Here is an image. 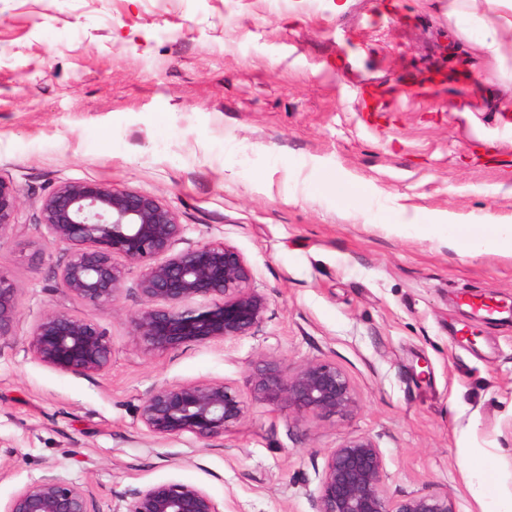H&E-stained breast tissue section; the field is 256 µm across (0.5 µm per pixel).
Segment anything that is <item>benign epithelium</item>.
I'll list each match as a JSON object with an SVG mask.
<instances>
[{"instance_id": "1", "label": "benign epithelium", "mask_w": 512, "mask_h": 512, "mask_svg": "<svg viewBox=\"0 0 512 512\" xmlns=\"http://www.w3.org/2000/svg\"><path fill=\"white\" fill-rule=\"evenodd\" d=\"M18 189L0 177V246L19 224ZM36 223L67 257L57 270L60 287L92 310L115 308L131 270L142 305L127 315L144 350L164 353L193 344L253 336L265 320L268 297L252 287L243 254L225 242L188 245L184 225L163 200L91 181H62L41 200ZM16 288L0 274V339L12 335ZM26 352L64 374L91 377L108 368L112 343L92 317L67 309L41 314ZM250 397L222 380L156 385L141 399L144 430L163 441L191 435L208 442L245 419L250 404L292 410L296 416L345 418L357 398L335 364L292 365L260 359L250 366ZM386 461L369 436H349L325 458L315 512H453L448 495L393 497L384 482ZM122 512H223L203 488L168 480L115 494ZM4 512H99L93 493L54 468L17 490Z\"/></svg>"}]
</instances>
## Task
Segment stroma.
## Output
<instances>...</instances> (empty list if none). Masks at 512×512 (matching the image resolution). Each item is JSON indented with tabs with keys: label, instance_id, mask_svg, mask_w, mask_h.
<instances>
[{
	"label": "stroma",
	"instance_id": "obj_1",
	"mask_svg": "<svg viewBox=\"0 0 512 512\" xmlns=\"http://www.w3.org/2000/svg\"><path fill=\"white\" fill-rule=\"evenodd\" d=\"M448 0H0V177L22 218L0 246L17 290L0 340V510L47 467L114 512L128 488L179 480L224 512H315L324 453L372 437L393 496L447 494L454 512H512V255L469 256L418 213L512 225V60L469 55ZM466 56L471 82L406 95L407 79ZM353 180L344 204L313 176ZM66 180L159 197L190 244L226 242L269 299L255 335L143 352L128 313L94 317L99 375L27 356L33 321L81 313L55 276L65 250L36 222ZM488 312L472 313V304ZM328 361L350 378L347 419L254 405L222 439L162 441L137 420L152 386L221 379L251 362ZM469 467H461V459Z\"/></svg>",
	"mask_w": 512,
	"mask_h": 512
}]
</instances>
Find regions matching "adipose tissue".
Instances as JSON below:
<instances>
[{
    "instance_id": "1",
    "label": "adipose tissue",
    "mask_w": 512,
    "mask_h": 512,
    "mask_svg": "<svg viewBox=\"0 0 512 512\" xmlns=\"http://www.w3.org/2000/svg\"><path fill=\"white\" fill-rule=\"evenodd\" d=\"M448 19L472 54L488 64L512 56V0H448Z\"/></svg>"
}]
</instances>
